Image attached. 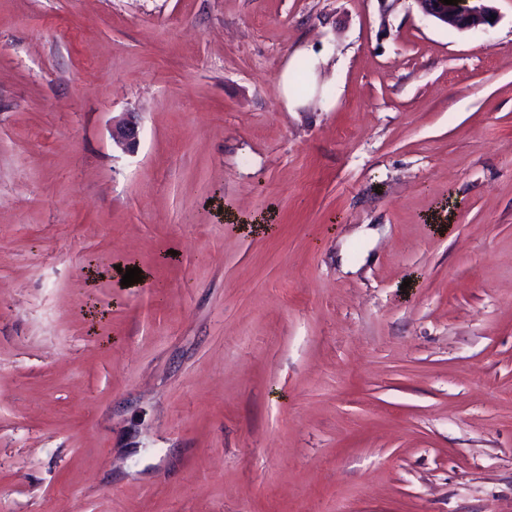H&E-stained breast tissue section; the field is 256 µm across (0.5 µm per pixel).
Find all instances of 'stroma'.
<instances>
[{"mask_svg":"<svg viewBox=\"0 0 512 512\" xmlns=\"http://www.w3.org/2000/svg\"><path fill=\"white\" fill-rule=\"evenodd\" d=\"M491 6L0 0V512H512ZM421 11L446 26L466 30L478 25H494L492 0H460L457 5H444L443 0H414ZM493 19V22H490ZM126 117L112 125V140L124 150H133L138 142V123L135 113L126 112Z\"/></svg>","mask_w":512,"mask_h":512,"instance_id":"stroma-1","label":"stroma"}]
</instances>
